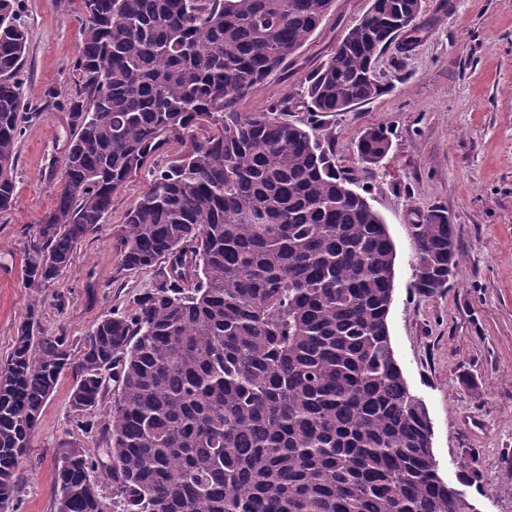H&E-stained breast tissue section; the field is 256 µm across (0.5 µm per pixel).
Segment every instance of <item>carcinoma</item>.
Instances as JSON below:
<instances>
[{
    "label": "carcinoma",
    "mask_w": 512,
    "mask_h": 512,
    "mask_svg": "<svg viewBox=\"0 0 512 512\" xmlns=\"http://www.w3.org/2000/svg\"><path fill=\"white\" fill-rule=\"evenodd\" d=\"M79 2L76 90L51 102L72 134L24 285L54 284L113 192L143 171L120 270L154 282L101 316L76 357L66 337L39 335L34 315L20 324L0 363V508L69 372L82 418L55 451L57 512H463L475 473L440 476L391 344L393 240L314 133L320 117L386 92L376 60L400 34L418 40L424 0H373L306 78L304 122L281 116L288 94L262 113L239 105L333 0ZM18 10L0 0V213L15 206L16 145L40 116L19 93ZM173 142L184 152L158 166ZM390 147L378 126L356 151L376 165ZM408 228L415 287L431 292L459 265L453 225L432 209Z\"/></svg>",
    "instance_id": "carcinoma-1"
}]
</instances>
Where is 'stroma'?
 Masks as SVG:
<instances>
[{
	"instance_id": "obj_1",
	"label": "stroma",
	"mask_w": 512,
	"mask_h": 512,
	"mask_svg": "<svg viewBox=\"0 0 512 512\" xmlns=\"http://www.w3.org/2000/svg\"><path fill=\"white\" fill-rule=\"evenodd\" d=\"M370 5L334 0L300 53L246 96L241 111H264L287 94L289 119L306 118V76ZM77 6V0H22L18 14L28 32L21 91L41 116L18 143L16 206L0 213V360L31 314L44 335L66 336L70 353H77L101 315L128 306L152 283L148 271L124 274L116 249L125 215L148 185L140 175L116 191L101 229L82 242L58 282L41 291L23 285L27 246L55 204L70 138L66 113L48 101L75 89ZM419 25L411 50L394 45L377 60L389 91L327 114L321 132L395 243L389 334L408 386L426 407L444 477L455 480L462 464L475 462L479 476L468 493L477 512H512V0H425ZM377 126L390 130L391 148L367 166L355 144ZM433 208L445 210L454 225L461 264L446 288L422 294L413 287L407 226ZM72 384L64 375L48 399L6 512H56L55 448L75 427Z\"/></svg>"
}]
</instances>
